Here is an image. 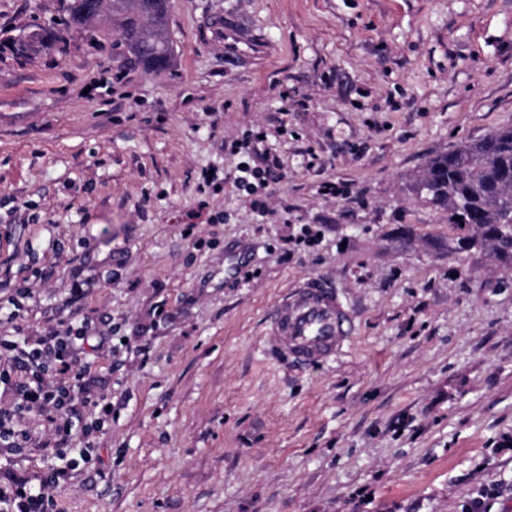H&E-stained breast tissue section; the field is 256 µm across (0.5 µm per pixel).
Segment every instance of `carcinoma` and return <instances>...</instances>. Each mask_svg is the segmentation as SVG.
I'll list each match as a JSON object with an SVG mask.
<instances>
[{"instance_id":"cac0c4a2","label":"carcinoma","mask_w":512,"mask_h":512,"mask_svg":"<svg viewBox=\"0 0 512 512\" xmlns=\"http://www.w3.org/2000/svg\"><path fill=\"white\" fill-rule=\"evenodd\" d=\"M108 10L127 51L149 69L169 62L164 36L167 0H72L74 23L86 25ZM53 39L32 31L17 39L22 51ZM416 194L448 211V223L462 218L466 234L448 242V251L487 250L512 266V126L462 143L431 160L414 184Z\"/></svg>"}]
</instances>
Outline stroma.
<instances>
[{
	"label": "stroma",
	"mask_w": 512,
	"mask_h": 512,
	"mask_svg": "<svg viewBox=\"0 0 512 512\" xmlns=\"http://www.w3.org/2000/svg\"><path fill=\"white\" fill-rule=\"evenodd\" d=\"M68 4L0 0V43L60 38L0 53V336L93 318L112 419L96 467L53 484L27 448L0 485L48 481L49 512H512V269L449 256L411 190L512 126V0H169L152 71ZM256 150L277 179L250 194ZM312 274L356 334L294 369L261 336ZM236 171L240 173V175L235 177V184L237 188L243 189L250 193L253 188H255V183L250 181L253 179L258 182V184L262 186H266L267 177L275 180L277 178L271 177L274 176L270 170H262L258 166L251 167L246 162H239L236 165Z\"/></svg>",
	"instance_id": "35a3bbf8"
}]
</instances>
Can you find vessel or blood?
Listing matches in <instances>:
<instances>
[{
  "instance_id": "vessel-or-blood-1",
  "label": "vessel or blood",
  "mask_w": 512,
  "mask_h": 512,
  "mask_svg": "<svg viewBox=\"0 0 512 512\" xmlns=\"http://www.w3.org/2000/svg\"><path fill=\"white\" fill-rule=\"evenodd\" d=\"M353 315L330 282L309 276L272 310L264 335L271 354L305 369L328 363L350 348Z\"/></svg>"
}]
</instances>
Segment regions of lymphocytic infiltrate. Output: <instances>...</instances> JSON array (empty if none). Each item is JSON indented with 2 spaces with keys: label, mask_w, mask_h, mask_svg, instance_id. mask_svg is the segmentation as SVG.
<instances>
[{
  "label": "lymphocytic infiltrate",
  "mask_w": 512,
  "mask_h": 512,
  "mask_svg": "<svg viewBox=\"0 0 512 512\" xmlns=\"http://www.w3.org/2000/svg\"><path fill=\"white\" fill-rule=\"evenodd\" d=\"M91 333L92 320L85 316L58 320L33 340L19 327L11 337L0 336V388L12 392L10 404L0 407V447H30L34 438L22 423L29 415L40 416L58 461L52 472L56 480L98 464L97 443L112 415V404L89 367L77 362ZM86 408L91 421L76 427L75 417ZM48 501L44 485L20 480L10 493L0 492V512H48Z\"/></svg>",
  "instance_id": "lymphocytic-infiltrate-1"
}]
</instances>
